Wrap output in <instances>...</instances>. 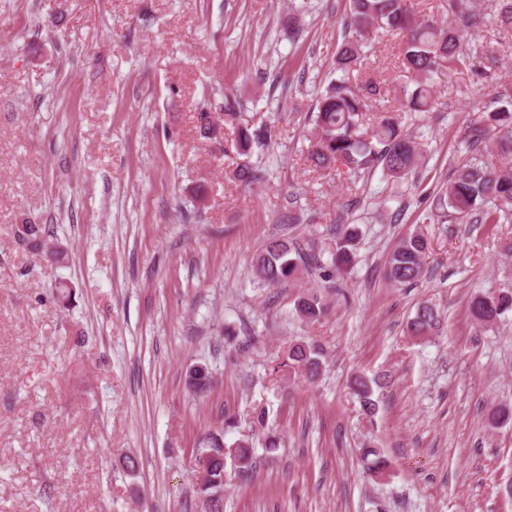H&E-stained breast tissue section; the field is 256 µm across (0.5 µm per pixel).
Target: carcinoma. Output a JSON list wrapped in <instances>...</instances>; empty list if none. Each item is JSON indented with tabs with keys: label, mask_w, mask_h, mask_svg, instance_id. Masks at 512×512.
Wrapping results in <instances>:
<instances>
[{
	"label": "carcinoma",
	"mask_w": 512,
	"mask_h": 512,
	"mask_svg": "<svg viewBox=\"0 0 512 512\" xmlns=\"http://www.w3.org/2000/svg\"><path fill=\"white\" fill-rule=\"evenodd\" d=\"M469 0H446L448 26L434 21L420 20L409 7L408 0H350V13L343 43L336 55V70L340 76L318 95L310 115L315 144L308 154L312 167L321 171L336 164L353 173L370 172L381 168L382 173L394 179L405 177L420 160L416 142L393 112L382 109L371 129L362 128V115L367 107V95L360 93L358 80L360 65L365 59V39L379 30L403 32L400 47L403 70L415 76L414 88L403 87L405 98L402 112H431L434 109L432 78L458 68L482 65L491 69L498 63L493 54L474 52L465 54L460 49L461 35L454 26L462 19L468 27L477 24L470 12ZM497 24L512 30V0H498ZM499 106L487 111L485 119L469 127L467 156L458 161L444 191L439 194L437 208L448 209L449 219L457 224H503L512 222V174L492 162V147L505 141L512 145V92L505 87L497 94ZM224 120L235 130L234 147L242 156L250 154L254 146L267 138V124L246 119L234 111L230 102L224 104ZM336 259L349 263L356 255L362 233L356 224L341 225L336 229ZM18 243L35 256L50 263L64 259L59 253L48 257L45 246L53 239L40 224H27L16 229ZM427 239L412 233L400 239L389 256L385 269L388 281L396 285L418 282L424 272ZM315 267H322L316 255L306 253L294 239L278 237L271 240L252 264L253 277L260 283L275 287L288 280L304 277ZM294 310L305 322L317 321L327 313L326 302L315 293H302L295 300ZM512 312V290L484 292L475 295L469 303L471 321L480 326L493 325ZM442 326L439 309L422 302L406 322V334L416 338L435 335ZM324 350L315 342L297 341L289 349L283 366L308 383L316 382L323 369ZM211 372L194 371L188 389L196 394L206 393L211 387ZM381 385V377L354 375L349 387L360 404L362 414H375L374 388ZM224 430L207 433L200 441L198 457L201 481L196 494L203 499L210 512H223L224 475L226 466H232L242 480H250L256 467L253 443L238 439L230 444L224 441ZM361 461L376 477H384L391 462L378 448L359 449Z\"/></svg>",
	"instance_id": "obj_1"
}]
</instances>
